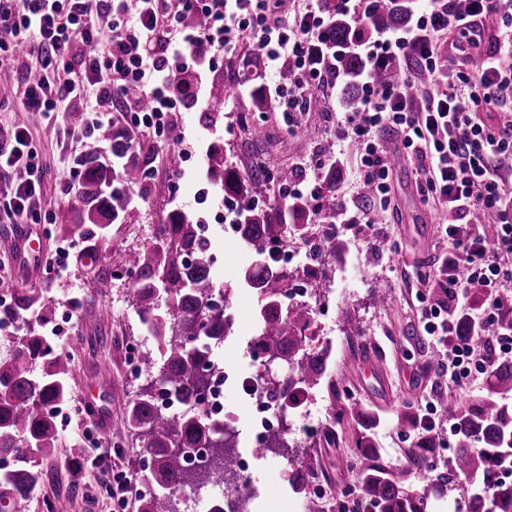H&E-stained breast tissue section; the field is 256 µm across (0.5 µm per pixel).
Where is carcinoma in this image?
<instances>
[{"label":"carcinoma","instance_id":"cac0c4a2","mask_svg":"<svg viewBox=\"0 0 512 512\" xmlns=\"http://www.w3.org/2000/svg\"><path fill=\"white\" fill-rule=\"evenodd\" d=\"M408 19V6L399 0H378L364 22L353 27L340 14L331 19L334 40L348 45L377 31L394 29ZM209 175L224 180V193L237 198L242 234L253 260L240 273L241 285L258 297L259 345L266 368L258 380L273 399L285 397L282 374L271 367H283L289 381L303 390L320 384L326 371L328 351L310 348L302 327L311 320L305 305L279 308L289 276L273 266L271 247L288 238V225L313 221L332 223L336 213L317 216L303 199L282 203L271 197L267 177L253 170L241 174L228 167L224 150L211 148L207 157ZM142 169L127 164L116 171L96 161L87 164L82 202L93 227L77 224L72 231L84 241L85 255L114 271L134 276L131 303L142 332L155 341L153 349L141 353L145 383L129 405L126 419L113 432L115 439L133 436L140 443L146 463L136 472L137 481L151 487L140 496L139 512H177L175 495L184 488H197L188 467L187 449L207 448L219 465L206 482L221 486L224 473L235 469L238 430L210 418L197 409L216 372L212 347L224 344L231 332V317L214 310L208 295L210 258L207 245L197 235L196 225L179 210L170 211L161 222L156 242L137 252L105 249L100 241L115 224L126 219L129 200L113 188L116 181L137 182ZM118 261H111V257ZM51 308L38 296L18 300L12 316L34 306ZM70 365L54 352L46 337L34 328L13 342V353L0 360V455L12 458L9 469H0V512H20L39 481L36 459L50 456L58 440V428L50 409L69 397ZM170 395L185 405L182 413H162L157 399ZM440 418L456 419L463 431L456 466L468 478L469 512H512V483L496 479L497 460L512 450V363L502 365L470 405L448 410L437 404ZM476 440L480 447L467 446ZM362 433L356 444L360 452L357 467L358 492L370 512H426L430 496L443 494V485L432 481L422 486L407 484L428 457L431 442L421 441L410 464L388 470L377 463V450L366 444ZM288 431L272 433L260 454L283 457L299 471H305L298 454L289 452Z\"/></svg>","mask_w":512,"mask_h":512}]
</instances>
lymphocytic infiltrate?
I'll return each mask as SVG.
<instances>
[{
	"label": "lymphocytic infiltrate",
	"instance_id": "lymphocytic-infiltrate-1",
	"mask_svg": "<svg viewBox=\"0 0 512 512\" xmlns=\"http://www.w3.org/2000/svg\"><path fill=\"white\" fill-rule=\"evenodd\" d=\"M468 2L461 14L454 0H424L404 27L353 43L366 64L358 79L359 106L337 123L342 137L358 143V166L373 188L367 223L390 209L392 161L380 142L385 132L415 159L422 200L448 215L438 281L444 295L420 307L417 317L452 388L472 372L489 373L512 360V185L498 175L501 159L512 157V118L493 127L480 118L512 92V67L505 66L506 52L499 48L464 68L442 60L434 47L435 35L448 30L477 37L478 18L489 14L500 15L512 36V6L506 0ZM105 6L111 9L112 35L104 50L95 19ZM198 15L206 17V28L192 25ZM248 39L261 45L267 68L293 73L291 83L274 87L288 123L305 112L312 92L336 89L346 79L322 0H309L291 21L276 16L272 0H0V69L37 60L24 73L23 111L43 113L56 132L58 114L94 93L97 106L82 118L86 132L121 125L128 154L147 132L182 146L175 112L211 111L208 87L217 58H232ZM200 42L209 45L208 54L195 53ZM388 66L402 67V78L376 83L374 72ZM421 74L431 75L436 88L412 95L409 83ZM132 88L137 97H129ZM327 165L324 155L313 154L304 163L312 173L308 185L279 184L280 200L301 197L313 214L324 213L319 175ZM46 175L26 125L0 136V211L11 223H49ZM478 211L494 214L491 233L472 229ZM476 335L485 339L479 350L471 343Z\"/></svg>",
	"mask_w": 512,
	"mask_h": 512
}]
</instances>
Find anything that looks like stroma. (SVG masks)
<instances>
[{"label": "stroma", "mask_w": 512, "mask_h": 512, "mask_svg": "<svg viewBox=\"0 0 512 512\" xmlns=\"http://www.w3.org/2000/svg\"><path fill=\"white\" fill-rule=\"evenodd\" d=\"M246 77L241 57L225 62V83L241 89L240 95L227 99L226 111L217 114L220 123L237 125L234 135L222 140L226 164L244 170L260 162L275 171L284 165L296 166L312 153L330 148L343 163L334 202L358 193L361 184L356 152L352 144L336 138V115L344 110L339 99H332L326 107L312 101L309 111L300 118L299 129L292 133L281 112L252 110ZM22 91L19 72L0 71V128L26 124L51 170L52 178L45 191L53 221L41 225L35 243L42 260L48 261L60 246L71 242L64 225L82 221L78 194L59 193L56 180L65 175L71 157L84 151L85 143L79 139L62 144L51 138L41 113L20 110ZM131 160L151 169L154 177L130 205L120 236L104 240L107 248L136 251L153 244L155 224L173 208L182 209L192 219L198 213L194 190L197 181L205 178V168L187 166L186 175L179 182L181 193L175 197L171 194L174 180L159 138H144ZM446 220L442 208L421 201L414 184V167L406 160L393 169L391 209L384 222L368 224L361 211L340 209L334 223L318 227L320 238L332 243L321 259L320 269L335 288L336 301L317 308L318 324L334 336L335 342L316 392L320 409L335 407L336 421L332 428L320 430L316 437L299 444L298 451L305 464L324 475L334 490L355 480V443L362 429L359 414H366L374 422L371 438L380 451V463L395 468L404 465L420 440L416 428L399 422L400 414H414V405L423 396L467 405L486 384V376L479 374L465 385L449 388L447 376L437 367L438 352L423 339L417 320L418 295L424 293L432 298L436 291L434 283L418 282L413 273L422 269L438 275L440 232ZM395 241L400 247L394 251L390 245ZM73 244L69 272L55 281L41 273L25 278L16 269L0 268V289H13L18 298L32 292L43 293L53 303L48 319H55L61 312L70 314V339L63 347L71 360L70 404L82 405L88 377L100 369L106 372L105 392L99 404L107 422L96 428L103 442L101 449L76 443L72 430L60 431L52 457L37 463L39 483L25 510L138 512V488H130L121 502L109 498L104 491L108 473H132L141 457L137 441L128 439L118 444L112 438L113 427L124 421L139 386L126 374L125 355L113 341L120 337L143 350L152 348L153 341L139 331L129 306L133 277L112 276L111 288L99 291L101 269L84 257L82 242ZM211 248L221 254L219 263L210 267L211 277L216 285L230 286L227 313L235 323V337L221 355L224 361L246 370L250 364L243 351L255 333L253 314L257 305L256 298L237 285L246 259L222 233L212 240ZM379 280L390 285V299L384 306L372 297L373 285ZM375 342L386 353L382 369L385 382L381 385L365 377L362 365L369 346ZM254 474L257 487L265 492L262 512H318L315 500L308 495L294 498L287 493L274 462L260 461Z\"/></svg>", "instance_id": "35a3bbf8"}]
</instances>
